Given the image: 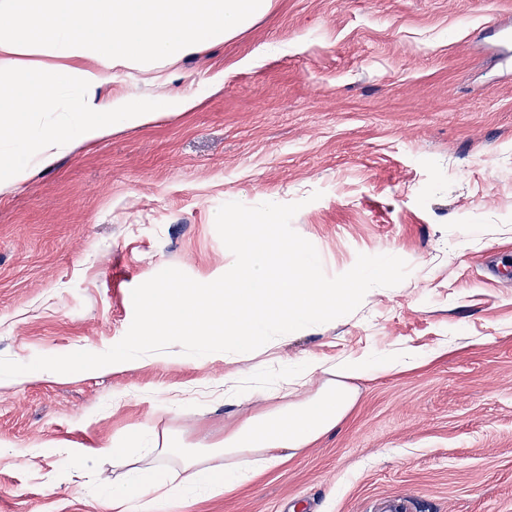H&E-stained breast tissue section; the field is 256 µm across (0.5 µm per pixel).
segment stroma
<instances>
[{"label":"stroma","mask_w":512,"mask_h":512,"mask_svg":"<svg viewBox=\"0 0 512 512\" xmlns=\"http://www.w3.org/2000/svg\"><path fill=\"white\" fill-rule=\"evenodd\" d=\"M498 22L512 24V0H273L169 70L195 109L171 110L121 71L103 94L129 96L149 123L46 166L19 135L1 138L30 176L0 195V357L105 352L130 327L133 288L167 267L208 283L233 266L222 204L298 201L292 226L327 276L361 254L410 272L257 349L250 367L269 379L285 358L446 353L357 380L336 430L233 495L173 512H384L391 496L411 512H512V67ZM225 367L162 357L0 389V512H112L94 473L121 480L127 466L91 458L63 472L62 445L128 448L136 428L207 447L255 410L201 397ZM176 386L197 399L167 404Z\"/></svg>","instance_id":"1"}]
</instances>
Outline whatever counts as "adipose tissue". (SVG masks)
Segmentation results:
<instances>
[{"mask_svg": "<svg viewBox=\"0 0 512 512\" xmlns=\"http://www.w3.org/2000/svg\"><path fill=\"white\" fill-rule=\"evenodd\" d=\"M272 8V0H0V121L26 127L34 112L57 109V74L76 92L78 137L43 136L31 152L51 162L78 142L108 134L114 123H146L147 112L128 96L103 97L109 72L135 70L167 99V72L181 59L231 39ZM61 60L59 71L44 58ZM438 350H410L396 357L371 354L333 362L315 358L282 372L275 385H252L241 370L225 374L228 403L260 399L254 413L231 421L224 437L193 455H183L182 481L159 478L156 469L113 483L116 512H170L197 489L227 494L256 481L336 429L356 402L353 380L373 372L406 370L429 364Z\"/></svg>", "mask_w": 512, "mask_h": 512, "instance_id": "adipose-tissue-1", "label": "adipose tissue"}]
</instances>
